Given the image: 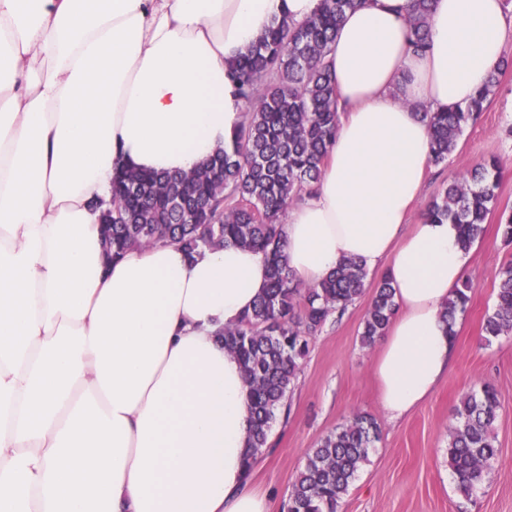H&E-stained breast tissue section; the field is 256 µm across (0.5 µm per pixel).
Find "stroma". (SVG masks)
<instances>
[{"label":"stroma","instance_id":"1","mask_svg":"<svg viewBox=\"0 0 512 512\" xmlns=\"http://www.w3.org/2000/svg\"><path fill=\"white\" fill-rule=\"evenodd\" d=\"M490 157L501 165L500 205L512 208V68L500 75L488 109L465 130L447 162L429 166L418 210L455 176ZM511 261L512 245L504 244L496 217H489L483 239L472 248L468 276L474 289L456 324L453 367L430 398L398 420H389L380 405L375 348L359 343L369 296L325 325L310 344L287 410L279 414L268 447L251 470V482L268 497L271 512H283L307 449L357 412L376 417L381 439L338 512H512V335L490 343L482 336L483 319L496 300V275ZM487 379L501 394L495 429L499 454L485 484L466 499L457 493L448 468V427L461 395Z\"/></svg>","mask_w":512,"mask_h":512}]
</instances>
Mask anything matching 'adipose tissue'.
Wrapping results in <instances>:
<instances>
[{
    "label": "adipose tissue",
    "instance_id": "ef3b65f1",
    "mask_svg": "<svg viewBox=\"0 0 512 512\" xmlns=\"http://www.w3.org/2000/svg\"><path fill=\"white\" fill-rule=\"evenodd\" d=\"M320 0H0V512H269L250 488L249 388L221 333L268 283L253 249L160 243L106 260L116 171L188 174L244 121L230 64ZM358 0L326 59L336 136L284 252L318 284L383 269L394 314L374 372L389 418L451 368L443 304L468 275L457 225L405 224L431 131L512 45L504 0ZM430 0H416L414 14L408 20L410 28V45L414 52L427 48L428 13Z\"/></svg>",
    "mask_w": 512,
    "mask_h": 512
}]
</instances>
